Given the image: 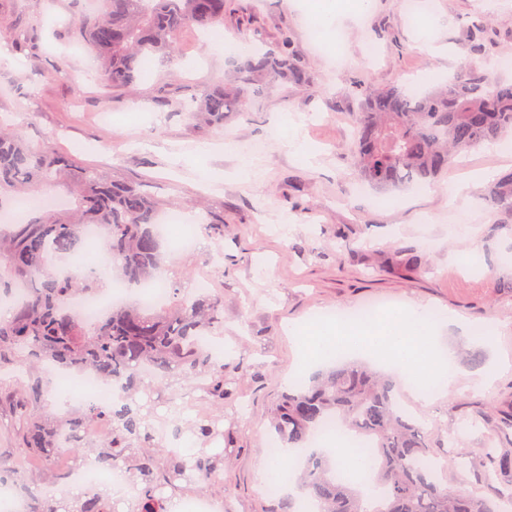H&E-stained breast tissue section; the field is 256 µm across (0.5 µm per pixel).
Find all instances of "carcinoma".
Instances as JSON below:
<instances>
[{
    "instance_id": "carcinoma-1",
    "label": "carcinoma",
    "mask_w": 512,
    "mask_h": 512,
    "mask_svg": "<svg viewBox=\"0 0 512 512\" xmlns=\"http://www.w3.org/2000/svg\"><path fill=\"white\" fill-rule=\"evenodd\" d=\"M227 7V0H102L101 13L86 18L78 35L97 53L103 85L121 89L134 82L145 60L174 59L182 30L224 23ZM463 68V78L433 94L362 90L349 150L363 182L380 190L424 184L455 157L512 131V83L471 62ZM241 70L239 79L203 91L190 116L220 125L229 113L245 114L264 83L301 86L308 79L286 33L247 58ZM63 180L76 209L37 207L26 222L0 227V296L12 306V316L0 320V374L28 379L17 411L18 452L51 463L66 448L85 462L93 458L131 471L139 489L127 501L130 512H168L167 490L181 491L176 482L189 473L210 483L224 470L226 455L205 448L176 454L165 447L136 398L141 368L167 379H202L197 389L224 404L234 382L224 377V361L202 342L224 326V299L211 293L187 298L174 287L171 302L156 310L131 301L94 320L81 317L73 301L101 292L103 279L116 275L138 287L157 278L165 246L158 204L140 185L82 167L45 143L34 147L18 128L0 129V205L21 189L45 192ZM486 200L512 214V172L493 183ZM91 225L103 234L108 262L87 272L75 260ZM44 361L65 373L89 371L104 383H119L123 396L110 407L89 403L63 419H48L42 403L54 384L41 375ZM332 419L368 441L379 506L368 508L360 492L337 477L341 467L332 453L310 447ZM215 423L200 420L192 434L205 443L218 432ZM272 424L279 445L304 451L294 464L295 483L319 512H494L487 498L448 484L451 462L435 456L423 425L399 409L393 381L366 364L338 363L295 387L273 409ZM99 425L112 428V435L90 448L85 432ZM480 481L497 499L512 502V451L484 449ZM25 499L26 512H117L120 504L102 491L74 501L32 494Z\"/></svg>"
}]
</instances>
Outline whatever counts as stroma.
Here are the masks:
<instances>
[{"mask_svg":"<svg viewBox=\"0 0 512 512\" xmlns=\"http://www.w3.org/2000/svg\"><path fill=\"white\" fill-rule=\"evenodd\" d=\"M322 2L234 0L216 35L184 30L174 62L146 61L133 85L112 90L99 83L95 52L74 34L99 0H0V122L142 185L161 214L197 228L195 245L169 256L162 278L190 295L207 277L224 298L216 341L237 393L221 406L207 401L205 413L223 414L232 438L217 480L225 512H276L261 471L270 411L304 370L292 327L336 309L417 304L464 319L467 330L442 331L456 352L454 386L429 405L400 388L395 395L424 424L437 455L454 460L452 485L482 491V448H512L501 428L512 417V265L503 262L512 253V216L485 200L493 181L512 171V134L471 150L433 185L389 195L360 181L347 150L361 85L432 91L467 61L512 80L502 65L512 56V0H371L326 38L313 22ZM481 16L487 25L478 40L470 24ZM426 21L427 49L419 42ZM246 30L268 42L289 34L309 84L261 91L247 116L229 114L220 127L191 120L185 106L194 94L234 75ZM290 118L301 120L308 154L280 146L277 132ZM228 140L255 158L254 180L235 175ZM471 171L477 179L449 196V181ZM463 208L470 232L457 236ZM205 214L220 230L198 229ZM219 253L223 261L211 264ZM474 254L482 267L463 269ZM476 372L490 385L473 384ZM19 387L0 379V456L15 459L25 487L40 491L55 471L16 452Z\"/></svg>","mask_w":512,"mask_h":512,"instance_id":"1","label":"stroma"}]
</instances>
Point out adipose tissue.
Returning a JSON list of instances; mask_svg holds the SVG:
<instances>
[{
	"label": "adipose tissue",
	"instance_id": "1",
	"mask_svg": "<svg viewBox=\"0 0 512 512\" xmlns=\"http://www.w3.org/2000/svg\"><path fill=\"white\" fill-rule=\"evenodd\" d=\"M428 316L426 307L409 306L376 315L367 324L337 325L331 333L310 327L302 338L309 353L307 367L312 370L334 360L371 362L391 371L406 389L417 388L423 376L450 387L453 352L439 347L434 329L425 325Z\"/></svg>",
	"mask_w": 512,
	"mask_h": 512
}]
</instances>
